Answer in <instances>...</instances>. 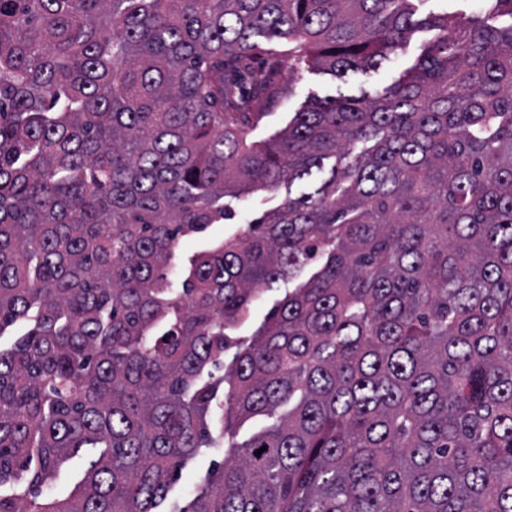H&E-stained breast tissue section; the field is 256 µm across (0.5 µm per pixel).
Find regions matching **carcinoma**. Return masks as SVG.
Returning <instances> with one entry per match:
<instances>
[{
    "label": "carcinoma",
    "mask_w": 512,
    "mask_h": 512,
    "mask_svg": "<svg viewBox=\"0 0 512 512\" xmlns=\"http://www.w3.org/2000/svg\"><path fill=\"white\" fill-rule=\"evenodd\" d=\"M417 2L0 0V512H161L220 445L177 512H512V0ZM419 28L247 139L280 44L342 81ZM435 35L436 31L418 30L405 46L391 55V61L378 72L368 76L349 74L346 82L335 81L324 74L292 69L291 60L288 59V45L282 47L284 52L279 57V81L269 94L272 100L256 114L248 137L254 141L270 138L286 127L293 112L311 96H338L339 93L359 95L361 89L372 95L377 90L381 91L398 81L404 71L416 63L424 45ZM286 196L284 187L276 191H259L248 195L243 200H233L236 207V217L232 222L241 224H217L212 226L208 235L210 237H222L225 233L232 234L244 228L246 223L266 210H271L280 205ZM277 288L280 290H274L272 292L265 293L259 303L255 306L252 312V320L251 324L245 326L238 337H250L253 331L260 325L263 321L264 316L268 312V310L273 305L274 301L281 298L284 295V292L288 288H293V283L288 286L287 284L280 283ZM224 462V448H199L189 457L172 484L164 503L169 511L184 506L203 483L206 475ZM90 456L86 452L81 457L69 461L62 469L59 478L53 487V494L57 497L64 498L69 495L75 483H77L84 470L89 465Z\"/></svg>",
    "instance_id": "obj_1"
}]
</instances>
